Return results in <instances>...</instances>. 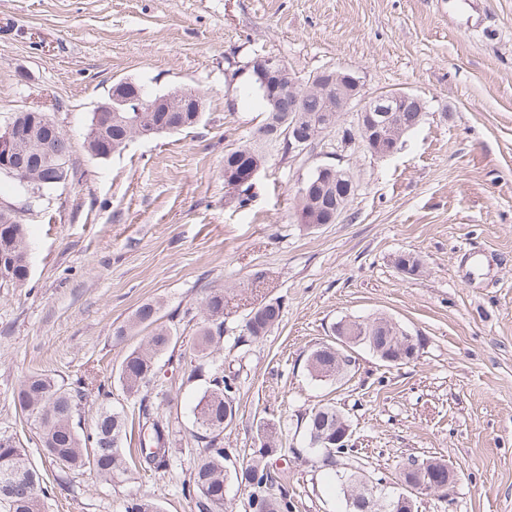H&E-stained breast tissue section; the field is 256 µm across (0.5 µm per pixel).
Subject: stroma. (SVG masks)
Returning a JSON list of instances; mask_svg holds the SVG:
<instances>
[{
	"mask_svg": "<svg viewBox=\"0 0 512 512\" xmlns=\"http://www.w3.org/2000/svg\"><path fill=\"white\" fill-rule=\"evenodd\" d=\"M280 57L300 79L353 72L368 91H409L427 105L395 155L346 142L357 116L301 154L273 147L238 204L224 156L264 119L233 68ZM204 98L187 130L137 139L105 158L86 134L114 83ZM71 145L68 181L29 197L0 174V204L26 231L30 275L0 287V431L48 468L37 424L13 393L33 373L111 388L138 448L137 407L118 371L148 333L115 329L143 304L159 308L183 353L212 288L229 317L213 358L239 375V409L223 432L253 456L262 420L280 423L282 454L301 447V418L325 403L347 415L364 470L397 486L408 458L436 456L457 480L418 512H512V0H0V126L33 105ZM350 170L357 190L334 224L306 227L295 194L318 167ZM420 256L408 278L396 255ZM281 299L262 339L237 345L248 307ZM391 316L423 340L413 362L386 367L364 348L341 380H312L306 358L345 317ZM159 358L152 397L173 426L175 452L158 471L102 481L61 473L45 512H125L145 497L161 512H197L182 483L200 458L192 406L204 381ZM293 512H347L315 456L289 464Z\"/></svg>",
	"mask_w": 512,
	"mask_h": 512,
	"instance_id": "35a3bbf8",
	"label": "stroma"
}]
</instances>
